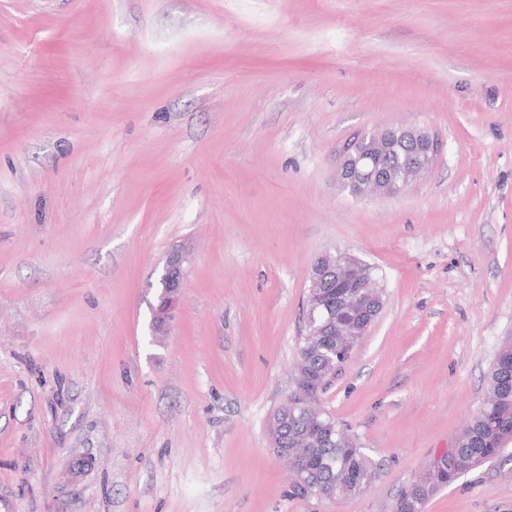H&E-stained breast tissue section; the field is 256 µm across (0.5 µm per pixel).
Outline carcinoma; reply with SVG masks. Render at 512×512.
Here are the masks:
<instances>
[{"label":"carcinoma","instance_id":"obj_1","mask_svg":"<svg viewBox=\"0 0 512 512\" xmlns=\"http://www.w3.org/2000/svg\"><path fill=\"white\" fill-rule=\"evenodd\" d=\"M408 144L394 146L390 165L396 177L404 175L402 161ZM349 359L336 349L334 336H301L295 364L297 376L323 390L329 378ZM483 403L458 435L454 447L432 464L424 475L400 495L395 512H423L427 500L441 487L455 481L474 465L498 456L512 442V342L498 350L487 375ZM313 413L307 402L290 397L273 415L288 422V457L305 466L308 488L301 493L322 499H353L376 480L378 467L331 415L323 412L318 422L305 426Z\"/></svg>","mask_w":512,"mask_h":512}]
</instances>
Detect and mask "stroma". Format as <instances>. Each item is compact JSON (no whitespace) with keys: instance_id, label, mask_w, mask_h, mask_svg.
Masks as SVG:
<instances>
[{"instance_id":"1","label":"stroma","mask_w":512,"mask_h":512,"mask_svg":"<svg viewBox=\"0 0 512 512\" xmlns=\"http://www.w3.org/2000/svg\"><path fill=\"white\" fill-rule=\"evenodd\" d=\"M389 126L438 138L431 171L341 191ZM334 250L384 292L319 400L380 467L343 501L269 435ZM509 336L512 0H0V512H394ZM424 512H512V444ZM187 263V255L180 250L171 252L166 259L156 302L151 306L153 336L167 335L172 326L187 275Z\"/></svg>"}]
</instances>
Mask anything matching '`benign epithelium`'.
I'll use <instances>...</instances> for the list:
<instances>
[{"instance_id": "1", "label": "benign epithelium", "mask_w": 512, "mask_h": 512, "mask_svg": "<svg viewBox=\"0 0 512 512\" xmlns=\"http://www.w3.org/2000/svg\"><path fill=\"white\" fill-rule=\"evenodd\" d=\"M365 137L370 151L361 168L353 167L352 157L348 154L336 168V180L341 190H347L357 197L369 193L384 198L404 192L429 173L439 153L438 139L428 130L416 126L377 129L366 133ZM398 140L407 141L410 146L407 155L409 176L402 180L393 178L383 166V161L389 158L392 144ZM187 263V255L180 250L171 252L166 259L156 302L151 306L150 327L154 336L167 335L172 326L187 275ZM309 281L307 299L313 303L316 302V289L321 286L345 289L339 296L336 331L343 336L356 337V340L347 342L348 347L355 348L358 339L367 335L379 316L378 299L368 291L367 264L345 251L326 253L312 265ZM93 465L92 457L77 456L62 473L61 479L70 483L90 472Z\"/></svg>"}]
</instances>
